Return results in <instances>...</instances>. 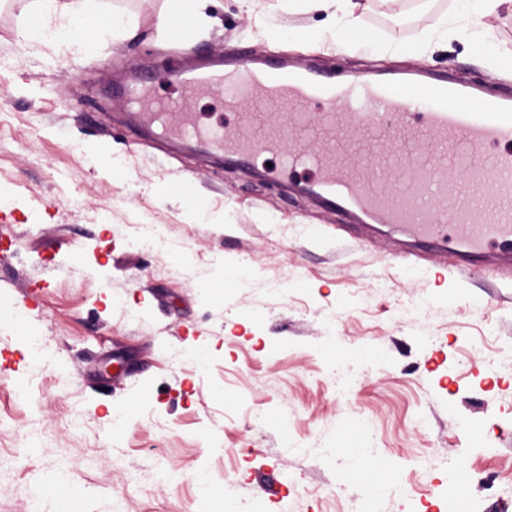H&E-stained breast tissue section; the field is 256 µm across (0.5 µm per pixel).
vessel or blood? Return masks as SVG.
<instances>
[{
  "label": "vessel or blood",
  "mask_w": 512,
  "mask_h": 512,
  "mask_svg": "<svg viewBox=\"0 0 512 512\" xmlns=\"http://www.w3.org/2000/svg\"><path fill=\"white\" fill-rule=\"evenodd\" d=\"M176 82L202 90L220 89L224 105L261 100L307 114L317 110L316 130L330 145L307 155L284 141V125L268 134H225L223 124L205 123L189 113L170 111L150 97L145 85L128 89L130 103L158 136L192 142L214 154L254 164L278 156L269 177L288 180L311 173L331 206L358 209L367 224H398L416 241L439 243L452 254L474 260L498 253L512 256V98L485 97L475 89L430 75H392L342 81L315 67L236 64L204 75L175 74ZM373 139L392 138L406 177L396 196L385 195L360 173L341 128ZM498 153H489V146ZM465 161L474 184L493 180V191L472 196L448 180V168Z\"/></svg>",
  "instance_id": "1"
}]
</instances>
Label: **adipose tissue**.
Instances as JSON below:
<instances>
[{
	"instance_id": "obj_1",
	"label": "adipose tissue",
	"mask_w": 512,
	"mask_h": 512,
	"mask_svg": "<svg viewBox=\"0 0 512 512\" xmlns=\"http://www.w3.org/2000/svg\"><path fill=\"white\" fill-rule=\"evenodd\" d=\"M240 8L252 15L261 34L279 39L284 34L280 16L296 11L320 10L326 15L323 24L307 31L306 39L347 53L357 49L376 50V43L346 40L349 32L363 26L360 0H237ZM209 0H169V10L160 15L159 31L168 32L174 23L183 30L204 29L214 23L208 12ZM31 22L19 32L22 44L49 43L57 49L84 56H102L108 46L137 34L136 24L119 14L103 12L97 0H32ZM512 15V0H458L454 18L439 17L434 28L437 43L464 37L483 47L485 63L504 68L512 61V50L489 40L491 20L501 14Z\"/></svg>"
}]
</instances>
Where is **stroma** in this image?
Here are the masks:
<instances>
[{"label": "stroma", "mask_w": 512, "mask_h": 512, "mask_svg": "<svg viewBox=\"0 0 512 512\" xmlns=\"http://www.w3.org/2000/svg\"><path fill=\"white\" fill-rule=\"evenodd\" d=\"M29 3L0 0V60L11 61L0 69V452L15 461L0 512H209L229 494L261 499L264 512H337L356 495L374 497L376 512H448V477L418 470L421 457L462 448L471 470L512 460V370L489 375L475 349L450 368L456 338L512 347L511 262L461 274L435 247H408L400 226L324 207L307 175L282 185L132 136L131 107L110 93L147 75L175 111L225 118L231 133L240 118L221 93L177 86L174 68L262 57L423 70L511 96L512 77L482 64L475 43L421 48L456 0H362L350 38L382 44L374 54L297 41L318 11L284 14L291 36L272 41L236 0H211L216 24L180 37L156 28L167 0H101L139 27L101 58L20 45ZM96 149L120 168L96 169ZM186 189L215 223H192ZM131 224L165 226L169 247H130ZM174 248L192 274L173 265ZM234 264L250 276L231 285ZM27 290L32 301L11 315ZM404 299L425 316L402 318ZM357 349L382 363L340 393L327 360ZM154 467L165 480H142Z\"/></svg>", "instance_id": "stroma-1"}]
</instances>
